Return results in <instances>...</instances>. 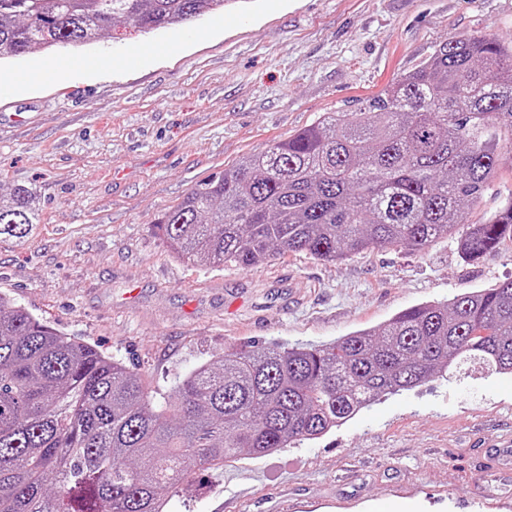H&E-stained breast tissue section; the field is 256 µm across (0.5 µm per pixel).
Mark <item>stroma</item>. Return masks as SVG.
Returning a JSON list of instances; mask_svg holds the SVG:
<instances>
[{
  "instance_id": "1",
  "label": "stroma",
  "mask_w": 512,
  "mask_h": 512,
  "mask_svg": "<svg viewBox=\"0 0 512 512\" xmlns=\"http://www.w3.org/2000/svg\"><path fill=\"white\" fill-rule=\"evenodd\" d=\"M186 30L178 38V30ZM181 29L116 25L89 49L0 63V193L32 187L39 224L0 242V293L44 324L136 367L156 396L224 351L324 344L399 311L512 279V240L475 261L453 241L339 263L286 253L250 269L176 259L155 230L201 182L325 112H351L441 41H512V0H249ZM143 56L124 63L126 53ZM113 66L87 71L88 60ZM512 193V154L466 209ZM512 434V375L434 376L320 439L191 470L168 512H268L288 497L331 512H500L474 480Z\"/></svg>"
}]
</instances>
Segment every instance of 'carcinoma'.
Instances as JSON below:
<instances>
[{"label": "carcinoma", "mask_w": 512, "mask_h": 512, "mask_svg": "<svg viewBox=\"0 0 512 512\" xmlns=\"http://www.w3.org/2000/svg\"><path fill=\"white\" fill-rule=\"evenodd\" d=\"M237 2L0 0V60ZM505 143L512 44L445 40L368 106L325 112L200 183L155 228L173 255L207 269L284 251L337 262L448 238L475 260L512 240V196L484 223H465ZM37 211L30 187L0 196V240L27 238ZM470 368L512 374V280L325 345L226 351L159 400L128 366L0 294V512H166V494L198 465L317 439L383 395Z\"/></svg>", "instance_id": "1"}]
</instances>
